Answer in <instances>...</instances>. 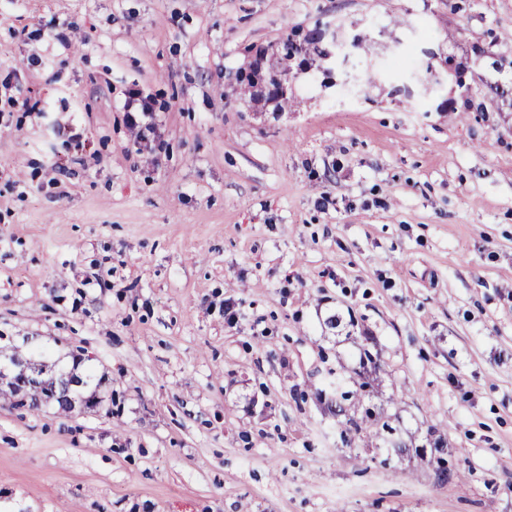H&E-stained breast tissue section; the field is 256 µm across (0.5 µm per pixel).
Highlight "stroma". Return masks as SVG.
<instances>
[{
	"label": "stroma",
	"instance_id": "obj_1",
	"mask_svg": "<svg viewBox=\"0 0 512 512\" xmlns=\"http://www.w3.org/2000/svg\"><path fill=\"white\" fill-rule=\"evenodd\" d=\"M455 3L0 0V333L99 399L0 400L10 512H512V0ZM326 24L360 93L225 96ZM429 49L479 106L393 97ZM365 346L392 446L336 423ZM290 34H284L276 39V41L270 46L272 55L275 57V63L271 64L266 68L268 70H286L290 66ZM264 70L263 53L260 50L256 54L255 61L247 68H240L241 72L237 74L239 78H249L254 87L256 96L260 98L263 97L267 91V84L263 79ZM265 100L274 102L277 111H282L286 106H288V96L281 95L273 82L270 83ZM126 112L133 127H139L141 136L146 139L145 132L156 136L157 128L151 122H146L150 114L154 112L153 103L147 97H141L137 91H131L126 102Z\"/></svg>",
	"mask_w": 512,
	"mask_h": 512
}]
</instances>
